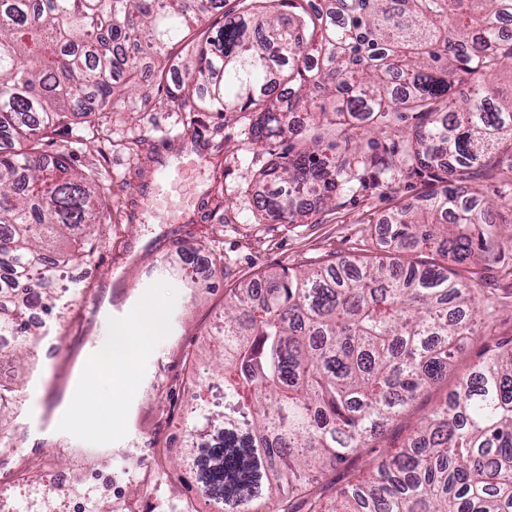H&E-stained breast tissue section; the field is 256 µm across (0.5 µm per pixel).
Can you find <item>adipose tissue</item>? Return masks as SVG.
<instances>
[{
  "label": "adipose tissue",
  "mask_w": 512,
  "mask_h": 512,
  "mask_svg": "<svg viewBox=\"0 0 512 512\" xmlns=\"http://www.w3.org/2000/svg\"><path fill=\"white\" fill-rule=\"evenodd\" d=\"M158 329L157 305H145L138 311L133 327L112 331L108 343L87 361L75 383V393L84 392L105 375L111 376L113 383L130 384L138 350Z\"/></svg>",
  "instance_id": "ef3b65f1"
}]
</instances>
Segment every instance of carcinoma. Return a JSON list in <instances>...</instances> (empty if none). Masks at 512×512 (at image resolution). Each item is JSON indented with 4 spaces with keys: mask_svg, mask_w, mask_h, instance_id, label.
I'll list each match as a JSON object with an SVG mask.
<instances>
[{
    "mask_svg": "<svg viewBox=\"0 0 512 512\" xmlns=\"http://www.w3.org/2000/svg\"><path fill=\"white\" fill-rule=\"evenodd\" d=\"M219 21L201 31L202 17ZM512 0H0V447L21 397L3 363L25 369L43 317H63L59 272L91 261L107 189L68 154L37 150L48 131L105 109L115 93L162 82L183 45L184 77L163 107L187 126L211 112L247 120L254 144L295 139L256 194L273 222L306 217L375 168L418 172L421 201L381 220L398 252L450 266L354 260L264 273L231 291L210 333L220 363L192 395L180 459L209 512H512V343L486 349L425 423L377 468L320 478L400 421L486 333L474 256L499 259L493 204L461 194L496 176L512 208ZM472 92L456 105L455 89ZM311 125L295 128L293 113ZM413 115L402 152L336 151L341 126L380 129ZM29 281L27 295L12 292Z\"/></svg>",
    "mask_w": 512,
    "mask_h": 512,
    "instance_id": "obj_1",
    "label": "carcinoma"
}]
</instances>
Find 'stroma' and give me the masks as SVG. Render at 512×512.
<instances>
[{
    "mask_svg": "<svg viewBox=\"0 0 512 512\" xmlns=\"http://www.w3.org/2000/svg\"><path fill=\"white\" fill-rule=\"evenodd\" d=\"M166 90L156 82L142 84L136 95L100 112L94 124L76 121L40 145L47 156L68 151L76 168L108 187L111 222L94 266L67 272L82 294L64 295L63 318L46 321L35 367L25 376L17 429L24 455L35 464L0 477V512H32L45 489L51 512H68L64 493L50 489L56 472L87 491V512H108L114 502L128 505V512H164L180 495L176 462L186 430L180 407L205 379L196 360L206 331L224 315L225 293L270 268L297 271L346 256H383L381 218L395 204L418 202L424 189L422 177L407 172L377 186L355 184L328 207L312 202L301 223L265 220L253 205L256 179L276 161L282 144L254 145L241 124L221 123L211 113L201 115L191 132L180 113L143 111V99L157 103ZM135 138L144 141L137 159L126 149ZM219 187L223 206L201 210L202 199ZM492 219L502 256L478 286L479 295L497 307L490 332L471 341L446 380L422 393L382 439L329 472L328 481L343 483L346 472L367 471L396 452L488 345L512 339V209L495 211ZM191 253L221 257L223 276L205 268L186 281L182 270ZM153 299L162 309L161 328L137 355L132 387L117 393L106 377L74 396L75 378L111 330L132 325ZM72 404L81 414L114 406L118 415L111 430L92 435L67 423Z\"/></svg>",
    "mask_w": 512,
    "mask_h": 512,
    "instance_id": "stroma-1",
    "label": "stroma"
}]
</instances>
